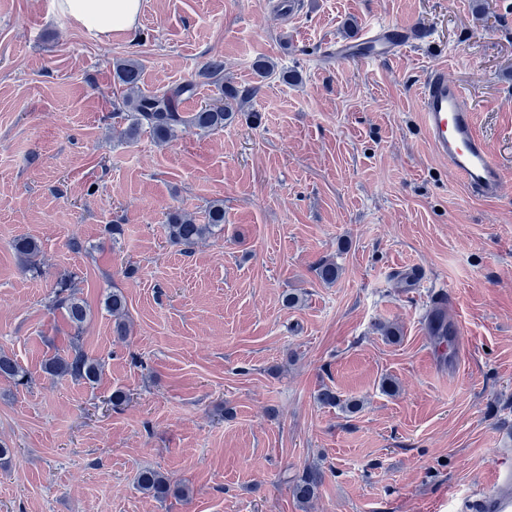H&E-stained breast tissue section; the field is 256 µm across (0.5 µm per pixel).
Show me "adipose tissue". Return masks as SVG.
<instances>
[{"label": "adipose tissue", "instance_id": "ef3b65f1", "mask_svg": "<svg viewBox=\"0 0 512 512\" xmlns=\"http://www.w3.org/2000/svg\"><path fill=\"white\" fill-rule=\"evenodd\" d=\"M59 14L75 26L97 37L133 29L142 8V0H54Z\"/></svg>", "mask_w": 512, "mask_h": 512}]
</instances>
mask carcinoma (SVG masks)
Segmentation results:
<instances>
[{
  "label": "carcinoma",
  "instance_id": "carcinoma-1",
  "mask_svg": "<svg viewBox=\"0 0 512 512\" xmlns=\"http://www.w3.org/2000/svg\"><path fill=\"white\" fill-rule=\"evenodd\" d=\"M117 81L126 87L120 101L112 113L116 125L121 127L122 137L131 139L142 130L150 133L161 143L169 141L175 129L190 123L203 131L224 128L235 119L233 106H242L251 96L248 90H241L224 84V63L213 60L206 66L203 75L212 79L220 87L224 102L207 105L196 112L184 113L180 104L195 92V84L188 82L173 88L145 91L140 87V63L136 60H119L114 64ZM167 237L171 244L190 250L195 243L216 231L224 229V203L213 201L206 208V223L198 224L189 214L174 211L168 215L166 222ZM13 249L28 272L37 273V257L40 246L32 238L20 237L13 243ZM317 274L326 283H333L339 277L340 268L332 260L320 263ZM104 306L112 316L116 331L126 330L125 317L127 302L123 293L114 289L106 294ZM49 308L62 313L75 333L79 334L90 317L86 303L77 296L75 277L66 275L57 281L49 300ZM47 373L70 378L84 384H95L101 374L102 364L99 359L89 356L78 346L71 347L65 354H55L45 361ZM0 379L16 386H26L30 377L12 357L0 351ZM322 475L316 468L308 469L294 486L296 498L306 503L314 498L321 483ZM137 486L146 495L155 500L167 499L175 488L162 473L147 469L138 475Z\"/></svg>",
  "mask_w": 512,
  "mask_h": 512
}]
</instances>
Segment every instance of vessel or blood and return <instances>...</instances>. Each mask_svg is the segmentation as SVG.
Instances as JSON below:
<instances>
[{"instance_id": "obj_1", "label": "vessel or blood", "mask_w": 512, "mask_h": 512, "mask_svg": "<svg viewBox=\"0 0 512 512\" xmlns=\"http://www.w3.org/2000/svg\"><path fill=\"white\" fill-rule=\"evenodd\" d=\"M425 36V30L419 28L380 24L337 44L336 55L342 60H385ZM420 95L427 137L436 153L447 160L449 172L474 196H498L502 173L487 141L476 129L463 88L448 80L443 69L434 68L426 73ZM468 502L473 512H512V453L502 452L485 489L473 490Z\"/></svg>"}]
</instances>
